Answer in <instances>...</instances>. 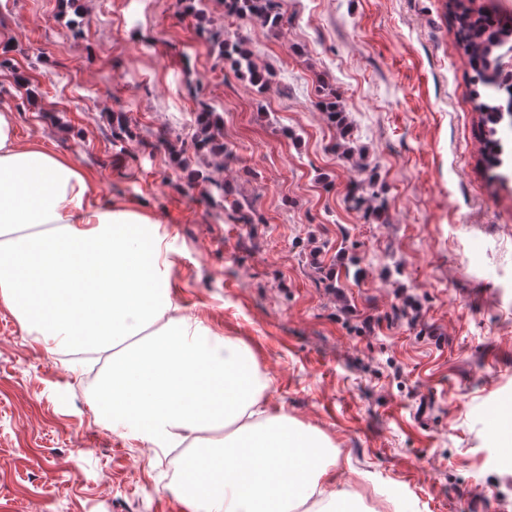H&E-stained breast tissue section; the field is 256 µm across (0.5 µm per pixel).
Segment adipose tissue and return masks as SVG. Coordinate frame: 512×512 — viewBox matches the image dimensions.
Returning <instances> with one entry per match:
<instances>
[{
	"instance_id": "obj_1",
	"label": "adipose tissue",
	"mask_w": 512,
	"mask_h": 512,
	"mask_svg": "<svg viewBox=\"0 0 512 512\" xmlns=\"http://www.w3.org/2000/svg\"><path fill=\"white\" fill-rule=\"evenodd\" d=\"M95 195L0 110V303L43 339L111 352L94 405L153 451L189 444L170 487L188 512H347L335 455L267 410L252 350L184 315L160 224Z\"/></svg>"
}]
</instances>
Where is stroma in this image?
I'll return each mask as SVG.
<instances>
[{
	"label": "stroma",
	"mask_w": 512,
	"mask_h": 512,
	"mask_svg": "<svg viewBox=\"0 0 512 512\" xmlns=\"http://www.w3.org/2000/svg\"><path fill=\"white\" fill-rule=\"evenodd\" d=\"M278 3L285 36L237 30L273 74L260 90L176 0H0V104L99 200L169 228L185 312L242 338L268 407L335 444L356 512H512V464L485 427L512 396V182L482 169L445 0ZM324 86L377 172L381 217L346 201L362 174L332 149ZM203 101L233 157L185 169L167 146L190 142ZM115 112L137 139L113 141ZM193 168L255 223H225ZM56 352L0 304V512H180L160 457L99 422L77 392L87 366Z\"/></svg>",
	"instance_id": "obj_1"
}]
</instances>
